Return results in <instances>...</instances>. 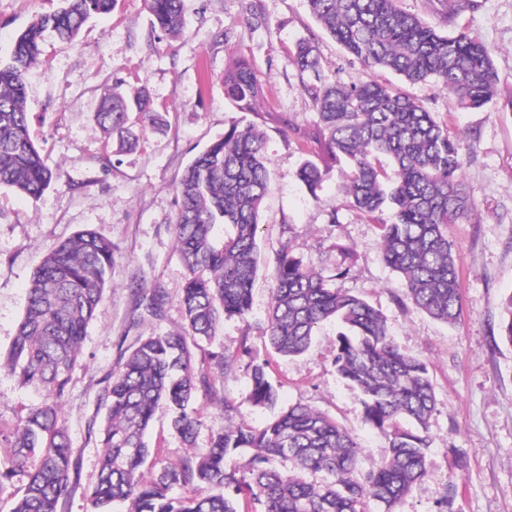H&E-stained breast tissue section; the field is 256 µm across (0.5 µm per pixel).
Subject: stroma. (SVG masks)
I'll return each mask as SVG.
<instances>
[{"label":"stroma","instance_id":"obj_1","mask_svg":"<svg viewBox=\"0 0 512 512\" xmlns=\"http://www.w3.org/2000/svg\"><path fill=\"white\" fill-rule=\"evenodd\" d=\"M445 21L438 0H398L402 10L436 29L464 31L492 52L498 94L480 110L459 109L433 82L410 84L365 66L330 38L307 0H185L183 29L171 36L152 24L146 0H118L112 14L88 22L75 43L48 39L43 62L27 75L30 133L60 178L36 200L0 189V352L17 334L36 267L57 243L89 228L116 247L110 283L83 339L61 401L72 448L70 496L59 512H90L89 493L103 453L88 428L105 413L107 378L138 339L186 334L181 295L186 270L173 233L179 208L175 185L192 159L231 126L256 123L264 133L271 173L257 230L259 274L247 319L227 318L216 337L193 350L194 364L213 369L212 353L238 355L250 347L270 360L278 386L275 409L253 406L245 364L218 375L219 401L195 404L200 421L185 442L157 412L148 430L152 448L144 471L202 455L212 433L239 420L264 426L275 411L302 403L338 418L361 446V467L379 461L386 436L365 420L359 390L336 372V333L330 321L311 347L274 355L267 339L271 272L281 251L329 278L333 287L367 300L387 321L399 349L429 366L437 398L429 422V473L412 485L396 512H436L453 488V512H512V345L498 335L502 298L512 289V0H475ZM60 0H0V54L36 16ZM312 41L326 74L341 84L378 81L415 98L463 144L462 180L472 207L450 225L460 269L461 315L449 326L405 303L397 273L382 257V227L390 212L367 214L347 203L349 167H329L316 193L296 179L303 159L300 132L319 118L293 64L298 42ZM252 66L265 90L259 113L238 111L221 80L237 59ZM211 83L202 87L200 69ZM145 87L166 125L149 128L139 147L117 153L96 114L105 97L129 85ZM338 223H331V214ZM349 268L346 278L337 269ZM165 288L162 317H141L138 289ZM39 394L0 371V460Z\"/></svg>","mask_w":512,"mask_h":512}]
</instances>
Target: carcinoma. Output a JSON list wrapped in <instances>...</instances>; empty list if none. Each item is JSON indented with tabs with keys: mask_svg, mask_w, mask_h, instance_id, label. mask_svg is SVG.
Returning <instances> with one entry per match:
<instances>
[{
	"mask_svg": "<svg viewBox=\"0 0 512 512\" xmlns=\"http://www.w3.org/2000/svg\"><path fill=\"white\" fill-rule=\"evenodd\" d=\"M117 0H63L56 12L33 19L10 52L0 55V187L36 199L60 177L49 169L29 132L26 76L44 55L45 33L73 41L93 17L112 13ZM154 26L179 30L184 0H147ZM319 25L350 55L389 70L410 83L434 81L455 95L463 109H480L497 95L491 50L464 32L442 34L398 8L396 0H308ZM294 65L302 89L319 116L316 132L298 138L300 152L316 154L297 172L311 191L324 169L346 163L344 192L365 213L385 208L395 221L384 225L383 260L400 276L405 299L446 324L459 318L460 273L448 225L469 209L460 180L462 147L420 103L378 83L343 85L325 75L312 42L298 43ZM224 94L241 112H255L264 89L249 63L239 60L224 73ZM141 126L164 124L147 91L130 87L106 99L100 124L118 136L119 149L137 146ZM264 136L255 125H234L199 153L176 186L180 200L173 232L188 277L181 305L187 335H156L139 341L108 378L105 415L98 427L104 448L90 499L95 512L115 502L127 512H383L428 475L429 421L436 394L425 361L394 343L381 313L366 300L331 286L320 272L282 251L272 272L268 342L282 356L311 346L316 328L336 319V372L363 394L367 421L389 437L386 454L369 469L347 427L306 405L277 413L265 426L242 421L210 439L206 454L185 457L155 477L141 470L150 454L146 441L156 411L165 407L172 429L186 442L199 426L194 403L217 395L211 371L197 369L192 348L217 335L226 317L246 319L256 280L257 228L270 176ZM390 160L388 176L380 157ZM229 224L230 236L217 228ZM114 246L84 230L54 246L35 270L24 316L0 369L48 398L31 409L14 433L8 460L0 462V484L26 473L13 512H58L71 492L72 454L60 418V401L80 354L82 340L100 304ZM167 294L155 287L145 312L163 314ZM499 336L512 345V292ZM248 401L272 408L278 388L270 362H247ZM252 452L242 471L224 461ZM291 468L279 469L276 460ZM321 472L325 480L307 475ZM195 486L176 498L177 485Z\"/></svg>",
	"mask_w": 512,
	"mask_h": 512,
	"instance_id": "1",
	"label": "carcinoma"
}]
</instances>
